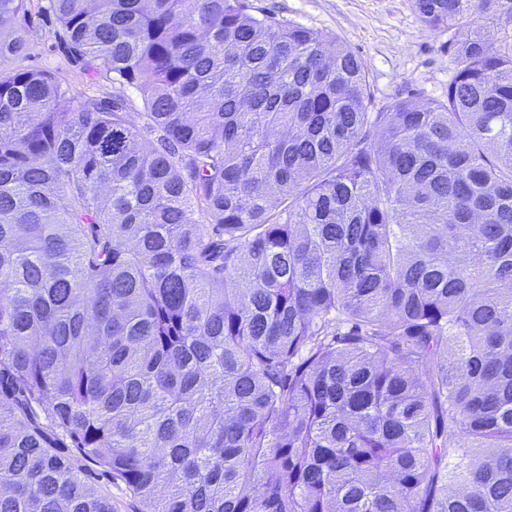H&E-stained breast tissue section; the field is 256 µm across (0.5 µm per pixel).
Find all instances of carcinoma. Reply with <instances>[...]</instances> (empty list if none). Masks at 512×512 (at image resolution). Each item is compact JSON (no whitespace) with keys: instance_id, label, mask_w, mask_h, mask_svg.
<instances>
[{"instance_id":"cac0c4a2","label":"carcinoma","mask_w":512,"mask_h":512,"mask_svg":"<svg viewBox=\"0 0 512 512\" xmlns=\"http://www.w3.org/2000/svg\"><path fill=\"white\" fill-rule=\"evenodd\" d=\"M0 0V512H512V0L440 101L247 0ZM498 26L497 46L484 30ZM200 219H193L194 213ZM38 3V0H31L28 3L26 21H22L24 28L29 32L27 54L12 65L51 68L73 91L90 94L100 92L125 98L128 101V112L136 118L137 115L134 113L142 112V104L136 91L128 86L104 81L90 84L80 66L69 62L64 56L58 38L59 26L38 14ZM64 455L71 456L76 465L86 470L90 482L107 496L112 498L113 512H138V504L126 493L124 485L120 481L102 473L100 469L82 460L74 448H60Z\"/></svg>"}]
</instances>
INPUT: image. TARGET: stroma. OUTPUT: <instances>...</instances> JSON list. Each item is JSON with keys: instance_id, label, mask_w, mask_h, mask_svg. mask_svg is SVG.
Segmentation results:
<instances>
[{"instance_id": "stroma-1", "label": "stroma", "mask_w": 512, "mask_h": 512, "mask_svg": "<svg viewBox=\"0 0 512 512\" xmlns=\"http://www.w3.org/2000/svg\"><path fill=\"white\" fill-rule=\"evenodd\" d=\"M250 14L277 19L338 37L364 61L374 104L382 108L415 91L422 100L440 99L455 72L448 36L425 27L412 0H248ZM28 50L21 67H45L72 90L107 93L125 98L129 112L141 111L136 91L104 81L89 83L79 65L67 60L60 47L56 23L38 12L30 0L24 23Z\"/></svg>"}]
</instances>
